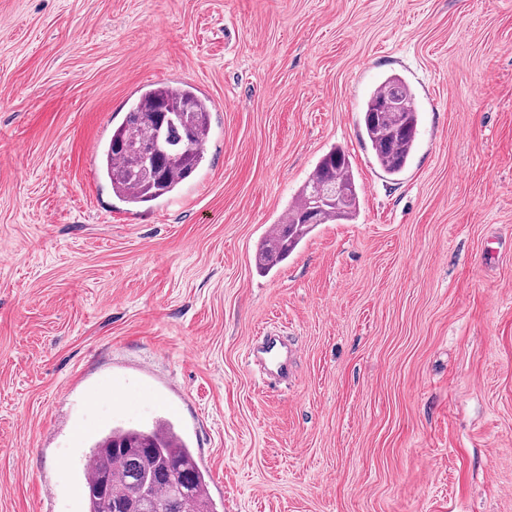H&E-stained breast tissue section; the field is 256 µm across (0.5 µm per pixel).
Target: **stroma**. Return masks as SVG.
<instances>
[{"mask_svg":"<svg viewBox=\"0 0 512 512\" xmlns=\"http://www.w3.org/2000/svg\"><path fill=\"white\" fill-rule=\"evenodd\" d=\"M392 74L397 176L362 140ZM166 81L211 136L134 208L96 156ZM335 146L356 216L259 272ZM163 416L217 512H512V0H0V512H86L76 460ZM394 98L398 112L382 109V103ZM363 132L378 166L388 175L401 174L416 148L419 112L414 106L410 86L398 75L387 77L363 106ZM253 363L260 365L274 378H289L292 373L295 352L290 345L276 335H269L250 352Z\"/></svg>","mask_w":512,"mask_h":512,"instance_id":"1","label":"stroma"}]
</instances>
